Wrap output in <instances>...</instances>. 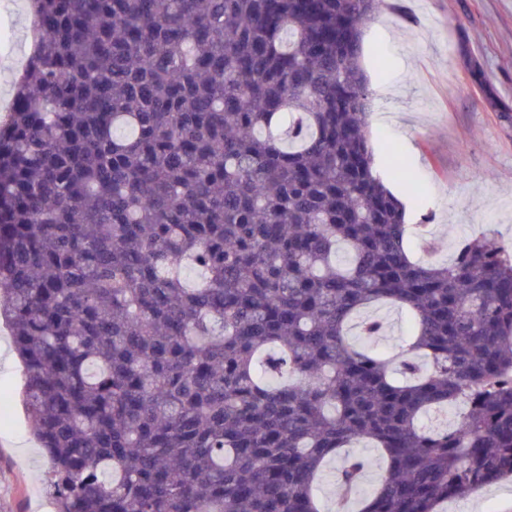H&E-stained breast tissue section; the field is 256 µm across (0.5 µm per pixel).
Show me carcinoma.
I'll list each match as a JSON object with an SVG mask.
<instances>
[{
	"label": "carcinoma",
	"mask_w": 512,
	"mask_h": 512,
	"mask_svg": "<svg viewBox=\"0 0 512 512\" xmlns=\"http://www.w3.org/2000/svg\"><path fill=\"white\" fill-rule=\"evenodd\" d=\"M0 317L57 512H441L512 478V252L415 259L373 171L387 0H30ZM410 331L396 354L348 338ZM460 405L453 426L439 415ZM369 313L384 320L386 331L383 336L372 338L368 343L388 352L396 350L408 333V318L405 311L398 310L397 306L389 303H380L370 308ZM357 450L371 458L374 462L372 468L366 474L362 485V491L366 493L376 485L380 470L384 467V463L379 450L377 448H373L372 445L368 442L359 444ZM333 466L331 464L325 469L317 492L325 512H334L336 501L343 496L342 489L336 484Z\"/></svg>",
	"instance_id": "1"
}]
</instances>
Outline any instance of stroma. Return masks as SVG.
Wrapping results in <instances>:
<instances>
[{
  "mask_svg": "<svg viewBox=\"0 0 512 512\" xmlns=\"http://www.w3.org/2000/svg\"><path fill=\"white\" fill-rule=\"evenodd\" d=\"M368 24L362 66L370 78L368 117L374 167L410 200V224L425 223L429 261L448 262L466 238L494 231L512 246V0H388ZM26 17L0 0V101L14 78L7 62L25 51ZM483 73L474 77L471 61ZM497 107H490L487 91ZM407 175L391 176L390 145ZM0 320V512H39L52 503L49 461L22 402L24 371L8 356ZM444 512H512V481L448 502Z\"/></svg>",
  "mask_w": 512,
  "mask_h": 512,
  "instance_id": "obj_1",
  "label": "stroma"
}]
</instances>
